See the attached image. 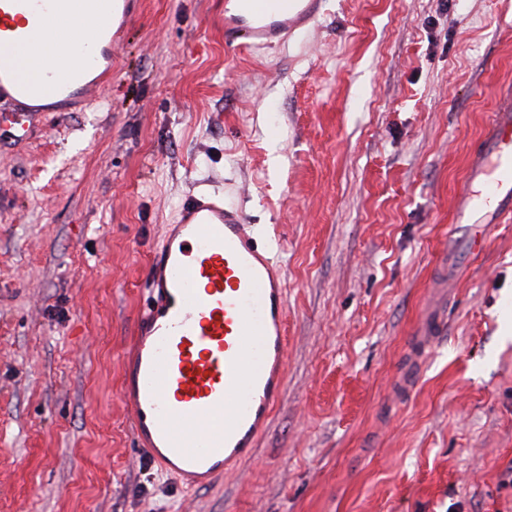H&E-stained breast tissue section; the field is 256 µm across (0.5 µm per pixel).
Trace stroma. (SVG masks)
I'll return each mask as SVG.
<instances>
[{"label":"stroma","mask_w":512,"mask_h":512,"mask_svg":"<svg viewBox=\"0 0 512 512\" xmlns=\"http://www.w3.org/2000/svg\"><path fill=\"white\" fill-rule=\"evenodd\" d=\"M223 10L138 0L110 82L0 103V512H512V220L471 255L454 212L512 0H325L265 50L225 46ZM216 189L284 276L288 389L188 490L136 447L122 358L163 225Z\"/></svg>","instance_id":"stroma-1"}]
</instances>
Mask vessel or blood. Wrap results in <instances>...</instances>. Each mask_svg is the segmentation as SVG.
<instances>
[{"instance_id":"b4317fda","label":"vessel or blood","mask_w":512,"mask_h":512,"mask_svg":"<svg viewBox=\"0 0 512 512\" xmlns=\"http://www.w3.org/2000/svg\"><path fill=\"white\" fill-rule=\"evenodd\" d=\"M132 0H0V98L45 112L91 93L112 68ZM323 0H224L217 23L228 45L270 48L308 31ZM87 29L89 49L71 32ZM472 227L468 251L488 227L512 218V93L472 151L456 218ZM150 302L122 361L121 397L140 447L187 489L209 486L250 460L258 434L288 387L287 298L282 275L241 210L215 194H191L152 252Z\"/></svg>"}]
</instances>
